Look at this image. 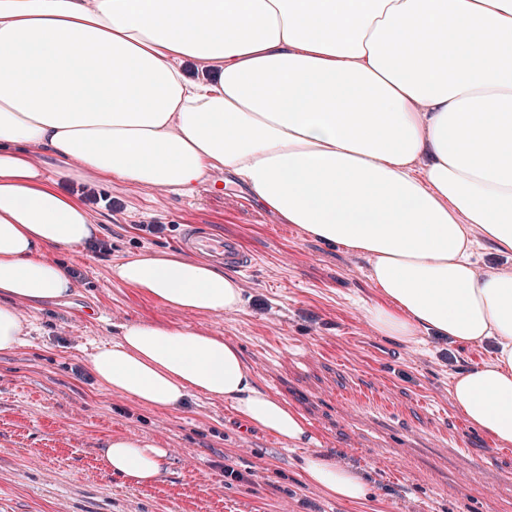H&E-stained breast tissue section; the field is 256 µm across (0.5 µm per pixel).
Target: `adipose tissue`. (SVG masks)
<instances>
[{"mask_svg": "<svg viewBox=\"0 0 512 512\" xmlns=\"http://www.w3.org/2000/svg\"><path fill=\"white\" fill-rule=\"evenodd\" d=\"M224 168L368 259L382 336L488 343L452 398L512 445V0H0V355L25 343L23 308L71 296L54 251L99 231L59 180L188 191ZM487 254L502 268L484 270ZM110 277L185 312L245 304L237 273L176 252L122 258ZM87 365L139 405L179 411L201 393L312 440L221 337L131 321ZM165 458L117 435L101 463L140 485ZM300 469L326 496L371 493L329 455Z\"/></svg>", "mask_w": 512, "mask_h": 512, "instance_id": "obj_1", "label": "adipose tissue"}]
</instances>
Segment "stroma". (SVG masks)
<instances>
[{"instance_id":"obj_1","label":"stroma","mask_w":512,"mask_h":512,"mask_svg":"<svg viewBox=\"0 0 512 512\" xmlns=\"http://www.w3.org/2000/svg\"><path fill=\"white\" fill-rule=\"evenodd\" d=\"M96 191L114 202L90 208L109 251L58 250L74 293L25 309V345L0 355V512H512V447L470 425L450 392L454 373L490 360L489 346L380 336L366 313L379 300L368 261L286 223L230 172L189 192ZM150 223L162 233L142 232ZM189 224L252 256L238 274L243 311L166 308L111 280L121 258L177 250ZM139 319L238 345L260 385L305 417L313 443L245 426L220 398L161 412L104 390L86 356ZM114 434L166 450L160 478L139 486L106 472ZM313 453L360 471L369 499L350 504L305 482L298 464Z\"/></svg>"}]
</instances>
